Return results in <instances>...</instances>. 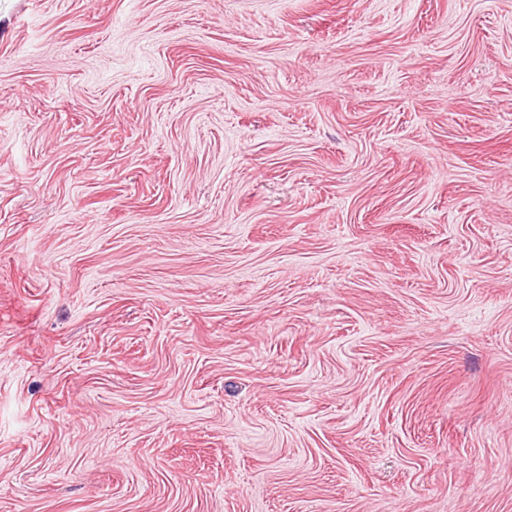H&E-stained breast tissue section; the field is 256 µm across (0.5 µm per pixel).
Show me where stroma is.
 Wrapping results in <instances>:
<instances>
[{
	"label": "stroma",
	"mask_w": 512,
	"mask_h": 512,
	"mask_svg": "<svg viewBox=\"0 0 512 512\" xmlns=\"http://www.w3.org/2000/svg\"><path fill=\"white\" fill-rule=\"evenodd\" d=\"M0 512H512V0H0Z\"/></svg>",
	"instance_id": "stroma-1"
}]
</instances>
